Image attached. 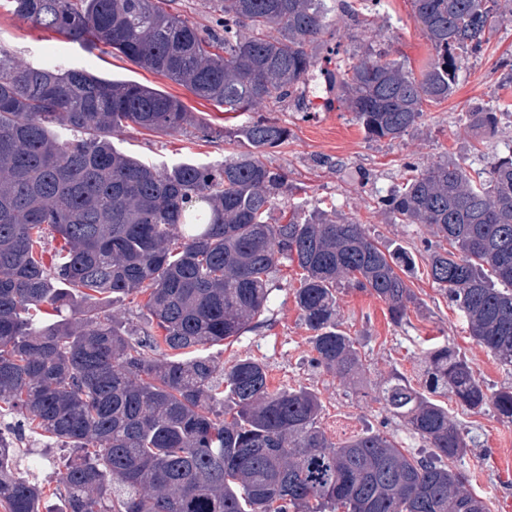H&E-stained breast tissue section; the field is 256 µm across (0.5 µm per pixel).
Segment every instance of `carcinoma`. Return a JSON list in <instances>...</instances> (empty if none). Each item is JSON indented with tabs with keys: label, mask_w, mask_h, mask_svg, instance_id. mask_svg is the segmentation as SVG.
<instances>
[{
	"label": "carcinoma",
	"mask_w": 512,
	"mask_h": 512,
	"mask_svg": "<svg viewBox=\"0 0 512 512\" xmlns=\"http://www.w3.org/2000/svg\"><path fill=\"white\" fill-rule=\"evenodd\" d=\"M35 28L104 46L226 112L246 150L220 163L157 167L112 144L129 126L209 127L177 97L133 80L35 66L0 49V404L74 456L58 472L61 506L17 469L0 435L7 512H488L457 466L472 439L433 396L512 422V385L493 392L448 343L428 349L417 389L398 374L384 407L426 443L409 454L385 433L334 443L306 387L272 390L251 358L224 367L201 351L242 335L267 311L279 264L301 270L294 299L317 365L362 377L355 340L337 319L343 287L407 321L414 293L404 249H383L318 205L269 222L286 173L262 161L288 141L265 116L304 103L319 82L372 139H398L423 104L448 99L462 62L484 54L501 0H413L434 53L419 73L388 51L339 55L324 35L336 8L354 22L382 0H202L201 28L165 0H6ZM499 105L467 113L492 133ZM400 224H423L428 275L470 336L512 367V150L491 170L447 160L382 199ZM63 245L44 261L45 228ZM147 295L151 325L131 331L100 298Z\"/></svg>",
	"instance_id": "cac0c4a2"
}]
</instances>
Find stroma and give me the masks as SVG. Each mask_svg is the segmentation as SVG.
<instances>
[{
    "label": "stroma",
    "instance_id": "1",
    "mask_svg": "<svg viewBox=\"0 0 512 512\" xmlns=\"http://www.w3.org/2000/svg\"><path fill=\"white\" fill-rule=\"evenodd\" d=\"M370 28L352 25L337 17V39L346 54L366 48L391 47L395 57L411 69H419L431 53L425 34L416 23L411 0H384ZM0 49L35 65L56 64L83 69L106 78L131 79L160 88L179 98L209 125L202 136L191 130L167 134L128 127L115 132L112 141L122 151L156 166L186 160L214 163L229 157L234 148L224 141V131L247 121V114L224 112L201 100L169 79L140 68L124 56L91 49L58 35L33 28L0 6ZM512 15L489 37L484 55L464 62L459 84L448 100L424 104L422 119L396 140L366 137L353 113L339 103L328 104L322 91L310 93L304 106L288 102L273 117L288 127L286 145L269 151L265 163L288 173V190L276 195L272 219H280L293 206L326 202L336 215L363 224L380 245L405 248L414 265L407 272L415 300L408 320L396 326L386 315L385 304L375 296L351 288L338 293V319L356 339L363 364V378L354 382L314 364L311 333L299 316L293 290L298 286L297 266L280 265L273 279L275 290L263 321L236 339L209 348L218 363L231 365L250 357L263 363L274 388L307 386L321 403V426L332 441L376 429L393 436L406 451L423 449L424 443L398 419L386 412L377 395L391 373L398 372L419 385L425 351L451 343L466 356L476 375L490 390L512 384V368L501 366L467 331V323L428 276L424 241L429 233L418 224L396 223L380 203L406 175L407 164L423 167L449 158L467 161L475 133L465 121L467 112L491 102L512 105ZM441 403L450 417L475 437L478 445L463 463L473 486L485 498L489 512H512V423L500 418L493 407L463 409L451 397ZM5 438L23 458L31 476L45 493H52L69 452L36 433L18 430L16 416L6 418Z\"/></svg>",
    "mask_w": 512,
    "mask_h": 512
}]
</instances>
